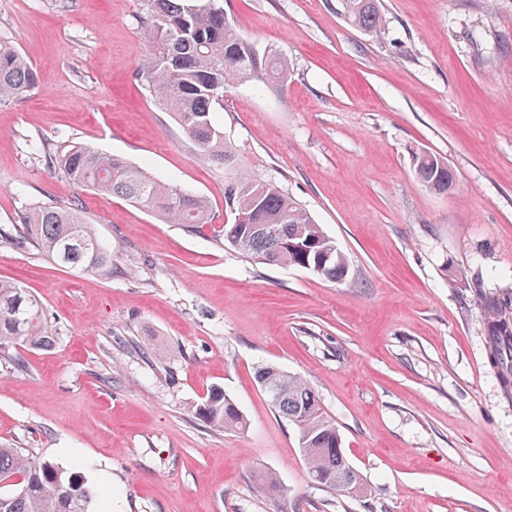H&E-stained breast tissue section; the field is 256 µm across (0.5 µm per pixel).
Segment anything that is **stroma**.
<instances>
[{
    "instance_id": "1",
    "label": "stroma",
    "mask_w": 512,
    "mask_h": 512,
    "mask_svg": "<svg viewBox=\"0 0 512 512\" xmlns=\"http://www.w3.org/2000/svg\"><path fill=\"white\" fill-rule=\"evenodd\" d=\"M372 37L337 0H223L288 82L228 87L215 117L236 161L322 224L349 271L332 282L225 243L231 168L200 155L137 70L146 0H0V37L37 74L0 104V227L80 199L112 269L86 274L0 247V279L41 302L53 348L0 351V443L80 472L94 512H512V391L489 359L480 292L512 284V0H381ZM118 154L206 198L191 234L77 190L38 146ZM448 162L454 191L417 179ZM302 376L367 486H317L298 430L256 379ZM222 387L247 421L196 415ZM415 173L424 186L439 194L447 193L456 184L448 162L426 151L415 156Z\"/></svg>"
}]
</instances>
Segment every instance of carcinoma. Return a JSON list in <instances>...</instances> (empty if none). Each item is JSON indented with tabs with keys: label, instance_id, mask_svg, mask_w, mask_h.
<instances>
[{
	"label": "carcinoma",
	"instance_id": "carcinoma-1",
	"mask_svg": "<svg viewBox=\"0 0 512 512\" xmlns=\"http://www.w3.org/2000/svg\"><path fill=\"white\" fill-rule=\"evenodd\" d=\"M149 43L138 76L155 101L172 113L201 155L226 165L234 162L214 112L224 104V89L242 80H288V61L259 55L224 14L219 0L195 8L187 0H147ZM341 15L367 35L386 32L380 0H340ZM33 66L12 42L0 39V104L35 88ZM54 170L80 189H92L135 203L169 224L196 233L211 223L207 201L151 177L124 158L85 145H65L48 153ZM415 173L430 190L455 187L448 162L429 152L415 156ZM228 206L243 215L224 225V240L241 254L279 267H320L316 274L340 281L346 258L331 252L334 241L307 211L275 183L236 171L227 188ZM0 245L34 246L60 267L99 273L112 269V245L101 240L77 205H36L25 210L14 231L0 230ZM512 288L484 300L485 328L495 365L512 360ZM50 336L40 300L15 282L0 281V347L24 344L47 348ZM258 382L275 410L299 431V449L312 482L335 492L366 487L348 462L336 422L310 384L276 366L258 371ZM196 415L219 431L246 428L238 406L219 387L211 388ZM94 488L84 476L21 448L0 445V512H93Z\"/></svg>",
	"mask_w": 512,
	"mask_h": 512
}]
</instances>
